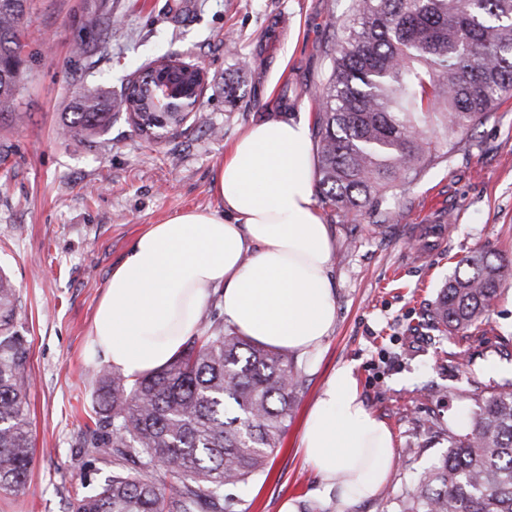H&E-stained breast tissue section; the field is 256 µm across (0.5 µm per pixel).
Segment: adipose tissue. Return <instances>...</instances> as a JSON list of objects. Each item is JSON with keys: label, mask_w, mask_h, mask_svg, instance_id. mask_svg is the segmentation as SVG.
Masks as SVG:
<instances>
[{"label": "adipose tissue", "mask_w": 512, "mask_h": 512, "mask_svg": "<svg viewBox=\"0 0 512 512\" xmlns=\"http://www.w3.org/2000/svg\"><path fill=\"white\" fill-rule=\"evenodd\" d=\"M214 211L187 210L138 235L112 270L91 349L130 378L165 367L218 296L241 335L298 358L316 356L336 325L335 241L316 205L308 117L271 118L231 144ZM302 453L338 489L337 512L375 498L397 461L388 426L363 405L355 366H338L309 410Z\"/></svg>", "instance_id": "1"}]
</instances>
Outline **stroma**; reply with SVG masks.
<instances>
[{
	"mask_svg": "<svg viewBox=\"0 0 512 512\" xmlns=\"http://www.w3.org/2000/svg\"><path fill=\"white\" fill-rule=\"evenodd\" d=\"M99 0H33L23 94L25 120L0 119V273L15 285L28 336L33 463L25 490L0 496V512H67L73 491L96 487L112 463L87 455L91 401L101 357L89 348L96 303L136 236L190 209H218L214 182L228 144L270 117L316 116L353 0H112V39L96 68L75 52L94 43L82 27ZM164 54L193 57L209 78L207 120L161 143L126 121L91 146L61 135L78 88L119 92ZM244 102L224 101L226 83ZM320 210L336 240V326L316 358L281 446L240 492L243 512H332L325 488L299 451L306 414L327 376L355 362L361 398L395 436L398 465L387 492L346 512H393L448 449V431L475 409V389L512 381V286L488 313L482 339L429 340L428 311L458 261L478 250L512 256V98L460 135L456 151L412 183L386 192L353 219ZM391 221H384V214ZM437 433H429L431 421Z\"/></svg>",
	"mask_w": 512,
	"mask_h": 512,
	"instance_id": "stroma-1",
	"label": "stroma"
}]
</instances>
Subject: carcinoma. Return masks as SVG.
I'll return each instance as SVG.
<instances>
[{
	"instance_id": "cac0c4a2",
	"label": "carcinoma",
	"mask_w": 512,
	"mask_h": 512,
	"mask_svg": "<svg viewBox=\"0 0 512 512\" xmlns=\"http://www.w3.org/2000/svg\"><path fill=\"white\" fill-rule=\"evenodd\" d=\"M31 0H0V117L23 118L24 24ZM84 27L112 39V9L87 12ZM331 49L317 118L321 201L349 219L388 190L442 162L431 134H464L512 97V0H356ZM130 95L78 93L62 131L81 148L125 115L139 134ZM166 130L197 116H161ZM512 283V259L477 251L458 261L434 302L431 329L465 333L486 319ZM16 289L0 274V494L24 491L32 466L26 411L29 343ZM88 454L112 460V476L77 492L70 512H238L237 491L262 474L288 429L305 364L240 335L217 312L203 317L169 364L130 379L100 369ZM512 382L474 394L476 410L448 450L395 512H512ZM165 471L151 480L129 469L141 458Z\"/></svg>"
}]
</instances>
